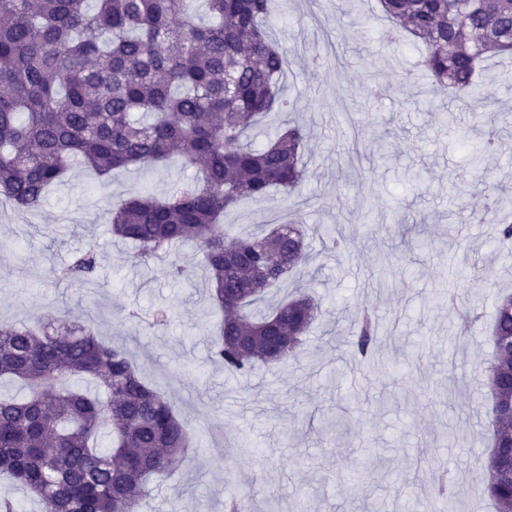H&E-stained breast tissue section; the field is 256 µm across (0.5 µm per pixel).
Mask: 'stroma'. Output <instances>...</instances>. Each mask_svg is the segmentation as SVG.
I'll return each instance as SVG.
<instances>
[{
	"mask_svg": "<svg viewBox=\"0 0 512 512\" xmlns=\"http://www.w3.org/2000/svg\"><path fill=\"white\" fill-rule=\"evenodd\" d=\"M273 40L294 65L285 94L294 109L269 126L297 122L308 138L311 176L299 195L271 192L225 218L233 232L271 228L294 216L305 224L314 275L303 283L324 314L304 338L299 359L247 379L228 376L211 354L220 315L203 293L175 283L164 263L140 268L132 245L111 233L110 214L123 199L163 195L194 171L166 166L113 170L107 177L73 167L43 208L20 212L0 204V322L27 324L60 309L92 319L101 337L122 344L141 375L161 391L193 437L180 466L156 477L141 512H224L225 497L253 496V512H347L351 472L371 469L366 512H399L414 496L430 500L438 481L429 458L449 470V512H495L480 463L489 451L486 328L500 291L512 292V262L490 225L469 222L458 191L512 200V64L489 65L469 104L450 99L416 72L411 42L382 46L388 26L370 0H273ZM393 86L386 100L374 92ZM454 115L442 127L441 113ZM498 152L473 162L489 129ZM394 218L387 234L362 224L364 212ZM342 230L350 252L325 257L322 241ZM99 267L89 285L58 280L88 245ZM466 268L453 284L475 305L480 326L452 342V314L436 287L449 264ZM372 308L394 339L379 345L383 365L362 376L346 346L360 307ZM168 322L154 328L157 310ZM137 311L139 322L128 321ZM357 394V402L347 394ZM340 416L339 434L321 420ZM456 440H446V433Z\"/></svg>",
	"mask_w": 512,
	"mask_h": 512,
	"instance_id": "1",
	"label": "stroma"
}]
</instances>
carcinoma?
Wrapping results in <instances>:
<instances>
[{"instance_id":"carcinoma-1","label":"carcinoma","mask_w":512,"mask_h":512,"mask_svg":"<svg viewBox=\"0 0 512 512\" xmlns=\"http://www.w3.org/2000/svg\"><path fill=\"white\" fill-rule=\"evenodd\" d=\"M204 4L211 22L196 21ZM393 23L387 45L419 41L417 69L459 100L475 93L481 63L512 57V0H378ZM271 0H0V201L42 208L47 189L74 162L104 176L179 158L198 178L167 195L137 194L112 211V234L136 244L135 260L167 264L178 283L204 282L224 313L213 342L224 371L244 377L261 361L295 358L322 314L315 298L295 295L266 313L250 310L274 290L310 274L297 219L266 233L230 234L224 217L271 190L292 196L308 179L305 133L285 125L263 149L247 142L262 117L288 107L281 77L287 51L268 34ZM503 202L473 196L466 210L494 225L512 246ZM194 238L199 258L175 251ZM98 264L90 247L59 271L85 286ZM204 270V277L196 268ZM358 364L370 362L381 336L377 315L354 319ZM288 345L269 355L267 337ZM494 357L488 416L501 457L512 453V292L499 297L490 327ZM24 384L0 394V480L20 486L42 512H138L151 478L180 463L190 434L171 403L140 376L127 349L104 341L92 321L40 314L0 325V380ZM486 490L498 512H512V479L488 457ZM224 512H252V497L224 501Z\"/></svg>"}]
</instances>
